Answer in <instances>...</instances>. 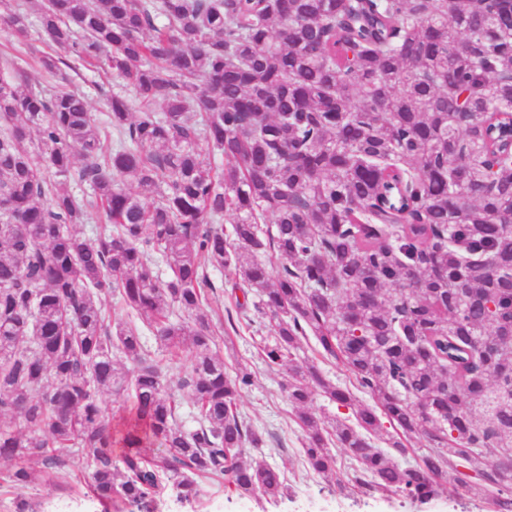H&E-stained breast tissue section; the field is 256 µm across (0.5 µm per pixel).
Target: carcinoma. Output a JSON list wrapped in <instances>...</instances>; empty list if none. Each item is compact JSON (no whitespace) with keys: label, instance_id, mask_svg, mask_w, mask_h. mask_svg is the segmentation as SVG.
<instances>
[{"label":"carcinoma","instance_id":"1","mask_svg":"<svg viewBox=\"0 0 512 512\" xmlns=\"http://www.w3.org/2000/svg\"><path fill=\"white\" fill-rule=\"evenodd\" d=\"M0 21L18 38L37 23L56 47L39 66L65 82L46 93L20 56L0 68L5 482L20 490L30 459L51 476L77 451L105 506L192 503L201 478L288 494L237 407L251 374L217 350L216 269L274 323L264 361L313 475L419 500L464 484L512 509V469L494 465L512 457V0H43L34 16L0 0ZM88 67L123 81L106 127L73 84ZM91 209L106 225L86 238ZM112 294L128 320L102 304ZM143 326L191 354L189 376L155 362ZM309 336L350 385L298 358ZM182 390L194 430L178 423ZM112 392L129 402L115 423ZM317 393L357 426L311 413ZM384 418L399 455L429 442L414 465L373 447ZM335 443L356 462L347 479Z\"/></svg>","mask_w":512,"mask_h":512}]
</instances>
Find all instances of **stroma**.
Returning <instances> with one entry per match:
<instances>
[{"mask_svg":"<svg viewBox=\"0 0 512 512\" xmlns=\"http://www.w3.org/2000/svg\"><path fill=\"white\" fill-rule=\"evenodd\" d=\"M272 340L268 320L257 316L251 325L240 326L232 347L224 349L223 355L229 370L244 369L253 376L252 385L239 398L238 409L254 429L264 434L261 451L269 463L284 473L292 487L290 495L269 503L203 479L196 505L180 503L168 495L158 502L155 512H304L311 501L323 512H498L493 500L473 497L461 487L440 490L433 499L420 503L400 493L343 494L335 483L309 473L301 453V433L280 387V377L261 358L263 346ZM82 467L81 456L73 455L53 482L26 489L25 495L36 512H55L60 503L66 504L68 512H101L82 478Z\"/></svg>","mask_w":512,"mask_h":512,"instance_id":"stroma-1","label":"stroma"}]
</instances>
